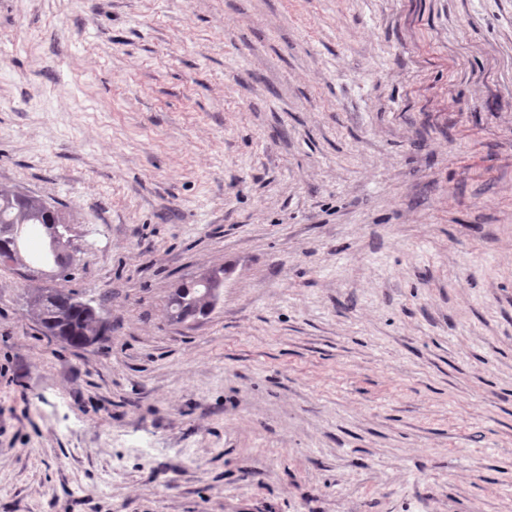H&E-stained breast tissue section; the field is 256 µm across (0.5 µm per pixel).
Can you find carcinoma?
I'll return each instance as SVG.
<instances>
[{"label":"carcinoma","mask_w":512,"mask_h":512,"mask_svg":"<svg viewBox=\"0 0 512 512\" xmlns=\"http://www.w3.org/2000/svg\"><path fill=\"white\" fill-rule=\"evenodd\" d=\"M65 223L66 216L56 208H47L45 199L0 188V262L57 266L54 233ZM37 321L47 330H59L64 341L75 348L86 345L96 324L92 310L67 293L58 294L53 305L40 309Z\"/></svg>","instance_id":"cac0c4a2"}]
</instances>
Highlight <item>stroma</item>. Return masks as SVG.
<instances>
[{
    "instance_id": "35a3bbf8",
    "label": "stroma",
    "mask_w": 512,
    "mask_h": 512,
    "mask_svg": "<svg viewBox=\"0 0 512 512\" xmlns=\"http://www.w3.org/2000/svg\"><path fill=\"white\" fill-rule=\"evenodd\" d=\"M0 187V512H512V0H0ZM68 224L66 216L58 209H49L45 199L18 189L0 188V262L17 260L22 266L32 269L30 262L46 267H57L59 253L54 233ZM44 229L43 243L39 255H30L27 242L30 230ZM60 227V228H59ZM58 289L39 288L26 301L27 310L36 312V308L54 300ZM36 320L47 329H58L64 341L71 347L86 346L87 337L93 333L96 319L85 303L78 301L72 294L58 293L52 306L39 310Z\"/></svg>"
}]
</instances>
